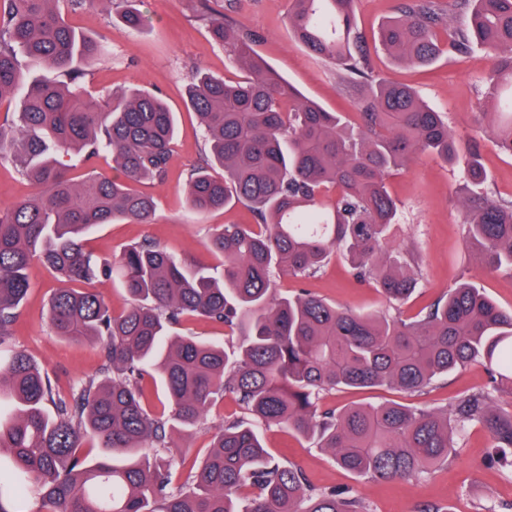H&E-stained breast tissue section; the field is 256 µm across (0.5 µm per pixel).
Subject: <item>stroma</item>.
<instances>
[{
	"label": "stroma",
	"mask_w": 512,
	"mask_h": 512,
	"mask_svg": "<svg viewBox=\"0 0 512 512\" xmlns=\"http://www.w3.org/2000/svg\"><path fill=\"white\" fill-rule=\"evenodd\" d=\"M127 4V0H97L94 5L73 10L67 0H60L65 22L86 36L103 39L107 49L106 58L89 68L83 85L95 96L131 85L145 87L177 112L178 130L165 178L144 187L157 201L153 221L103 225L89 236L87 246L111 258L125 246L148 239L178 260L211 265L215 259L203 246L208 232L222 224H251L255 218L252 211L239 204L204 216L188 210L187 180L190 171L203 163V132L186 105V91L195 70L228 80L238 79L240 72L224 45L212 39L209 16L202 12L199 0H136V8L147 17L145 27L138 31L126 28L120 19ZM210 5L223 12L234 28L256 33L258 53L307 97L329 111L353 115L357 94L340 81L336 66L292 42L288 32L289 0H211ZM491 66L490 55L481 50L460 53L447 49L427 66L400 65L382 51L373 50L368 56V77H389L411 85L429 106L445 113L456 139L464 142L478 138L489 192L512 199V158L500 154L489 136L480 133L485 126L480 114L481 80ZM387 183L399 204L392 238L403 249H416L422 260L423 286L417 296L402 305L403 314H416L443 298L462 279L480 282L500 306L512 307V278L486 274L463 245L464 212L460 202L465 189L458 167L425 154L392 172ZM29 279L31 288L11 328L10 340L41 365L56 389L64 393L75 381L98 372L102 364L100 348L93 341L74 343L56 336L47 312L51 294L60 282L36 262L29 268ZM276 284L281 293L292 295L304 288L357 312H375L386 306L375 288L356 281L339 255L333 256L316 277L302 280L284 275L277 277ZM486 382L483 366L473 364L419 395L385 389L344 390L326 395L323 403L339 408L354 402L398 401L444 408L457 395L483 387ZM241 413L235 399L224 396L209 409L205 428L186 433L178 443L190 448L192 454L202 453L210 427ZM263 436L273 455L300 469L311 486L348 488L366 498L373 512H422L427 506L476 512L481 502L495 505L497 512H512V467L487 464L492 442L478 426L461 437L448 465L417 483L356 479L336 466L330 454L283 427L264 428Z\"/></svg>",
	"instance_id": "obj_1"
}]
</instances>
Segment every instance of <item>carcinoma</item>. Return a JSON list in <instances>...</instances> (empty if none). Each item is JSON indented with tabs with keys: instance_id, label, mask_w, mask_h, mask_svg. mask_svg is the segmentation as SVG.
Returning <instances> with one entry per match:
<instances>
[{
	"instance_id": "cac0c4a2",
	"label": "carcinoma",
	"mask_w": 512,
	"mask_h": 512,
	"mask_svg": "<svg viewBox=\"0 0 512 512\" xmlns=\"http://www.w3.org/2000/svg\"><path fill=\"white\" fill-rule=\"evenodd\" d=\"M58 0H0V160L9 159L34 192L0 210V512L3 489L34 492L48 512H372L345 489H315L294 466L268 453L260 427L280 425L329 453L357 477L413 482L450 461L473 425L491 436L490 461H512V309L462 280L413 317L356 312L301 291L279 297L275 275L309 279L337 251L354 275L391 304L421 286L419 257L389 245L398 206L388 175L435 153L463 161L464 241L489 274L512 278V199L486 190L478 147L461 146L448 121L406 85L380 80L357 98L352 123L307 98L254 49L255 36L210 17L213 38L244 71L235 82L196 71L187 106L203 130L206 164L187 185V205L203 215L232 203L257 224H224L204 241L214 266L174 260L150 240L108 260L84 236L117 219L147 223L155 199L140 190L166 176L177 113L133 87L95 99L75 62L96 63L102 42L68 27ZM295 43L366 79L365 37L356 0H289ZM465 14L448 27L449 45L492 52L483 79L492 114L486 130L512 157V0H454ZM436 0H407L378 32L392 61L430 64L440 53ZM80 156L86 173L63 160ZM111 158L114 175L95 170ZM221 175H216V170ZM38 261L64 287L54 291L55 334L101 346L100 376L54 392L31 358L9 341ZM112 280L128 296L114 312L89 288ZM201 317L237 336L230 347L181 336L174 326ZM472 363L486 387L445 409L396 402L320 409L322 395L386 388L421 393ZM160 381L171 415L151 413L144 383ZM246 411L215 428L206 454L172 459L173 435L200 424L217 397ZM102 452L92 455L91 449ZM186 470L174 484L176 468Z\"/></svg>"
}]
</instances>
